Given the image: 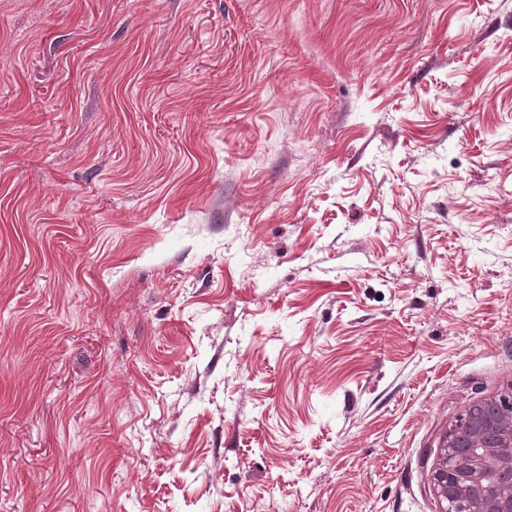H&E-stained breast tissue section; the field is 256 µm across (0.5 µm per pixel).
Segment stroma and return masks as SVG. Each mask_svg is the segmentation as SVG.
Masks as SVG:
<instances>
[{
    "label": "stroma",
    "mask_w": 512,
    "mask_h": 512,
    "mask_svg": "<svg viewBox=\"0 0 512 512\" xmlns=\"http://www.w3.org/2000/svg\"><path fill=\"white\" fill-rule=\"evenodd\" d=\"M512 393V0H0V512H443Z\"/></svg>",
    "instance_id": "1"
}]
</instances>
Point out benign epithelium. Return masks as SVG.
I'll return each instance as SVG.
<instances>
[{"label":"benign epithelium","mask_w":512,"mask_h":512,"mask_svg":"<svg viewBox=\"0 0 512 512\" xmlns=\"http://www.w3.org/2000/svg\"><path fill=\"white\" fill-rule=\"evenodd\" d=\"M433 481L446 512H512V413L451 438Z\"/></svg>","instance_id":"benign-epithelium-1"}]
</instances>
